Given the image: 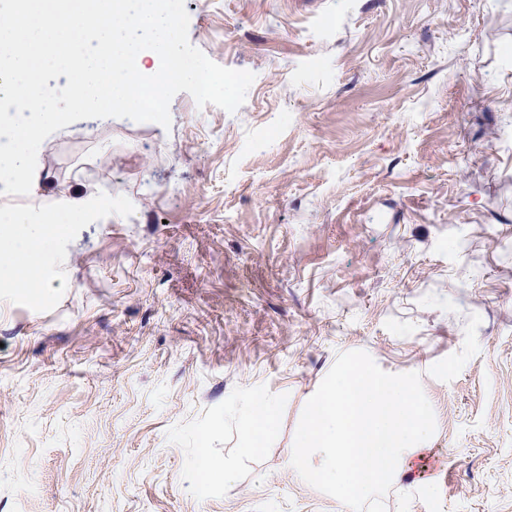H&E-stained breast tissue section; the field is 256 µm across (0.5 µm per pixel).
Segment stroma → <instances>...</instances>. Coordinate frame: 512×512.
<instances>
[{"label": "stroma", "mask_w": 512, "mask_h": 512, "mask_svg": "<svg viewBox=\"0 0 512 512\" xmlns=\"http://www.w3.org/2000/svg\"><path fill=\"white\" fill-rule=\"evenodd\" d=\"M185 4L243 105L73 123L0 198L93 209L40 291L0 284V512H512V0ZM352 357L434 426L412 480L340 502L286 460ZM202 448L234 484L198 489ZM278 419V407L273 401L263 397L253 399L245 428L247 439L244 448H240V454L254 457L263 453L275 432Z\"/></svg>", "instance_id": "stroma-1"}]
</instances>
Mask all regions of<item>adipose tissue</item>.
Returning <instances> with one entry per match:
<instances>
[{
    "instance_id": "obj_1",
    "label": "adipose tissue",
    "mask_w": 512,
    "mask_h": 512,
    "mask_svg": "<svg viewBox=\"0 0 512 512\" xmlns=\"http://www.w3.org/2000/svg\"><path fill=\"white\" fill-rule=\"evenodd\" d=\"M88 207L86 199L68 197L54 207H37L35 219L26 223L1 207L0 283H14L19 267L39 270L47 240L81 223ZM278 419L273 401L253 399L241 455L263 453ZM432 420L430 402L407 378L349 359L310 402L287 466L338 500L365 497L379 485L410 477Z\"/></svg>"
}]
</instances>
